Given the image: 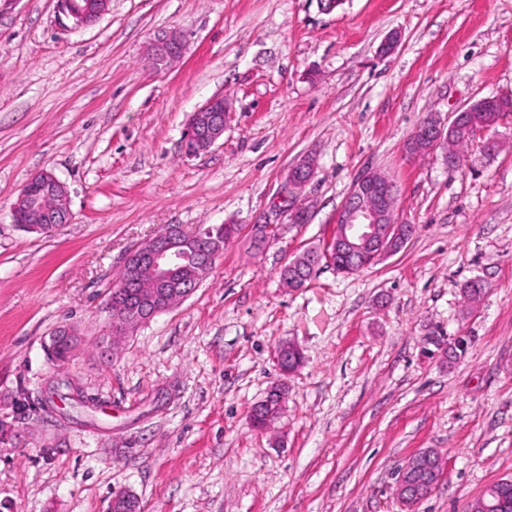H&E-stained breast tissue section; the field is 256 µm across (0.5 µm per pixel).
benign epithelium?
Wrapping results in <instances>:
<instances>
[{
    "instance_id": "obj_1",
    "label": "benign epithelium",
    "mask_w": 512,
    "mask_h": 512,
    "mask_svg": "<svg viewBox=\"0 0 512 512\" xmlns=\"http://www.w3.org/2000/svg\"><path fill=\"white\" fill-rule=\"evenodd\" d=\"M112 0H58L60 13L71 23V28L91 26L110 10ZM186 48L182 33L171 31L154 42L150 59L157 69L180 59ZM486 103L501 105L491 122H478L469 117L473 106L462 107L448 117V123L428 120L415 130L405 145L410 156L419 153L441 151L446 164L453 165L452 134L460 126L473 138L485 134L495 127L500 114L511 112L512 106L502 105L500 97H486ZM229 116L224 97L213 96L199 106L188 118L184 141L188 155H199L209 151L224 136ZM315 165L304 162L293 167L288 174L284 195L275 207L288 213L294 224L308 221L304 209L299 206L293 193L296 188L310 181ZM397 190L395 182L377 171L364 170L354 179L345 202L336 212V226L327 239V246L336 254L350 259L348 273L362 271L382 257L393 254L396 244L407 240L415 227L398 221L396 215ZM23 208L30 220L36 222L33 231L47 233L65 224L70 219L69 193L66 185L54 173L41 171L26 183L14 208ZM223 245L211 239V233H189L177 225L141 242L127 254L122 270L135 275L144 270L150 288L144 292L140 304L127 315L112 322V335L126 336L135 327L146 323L188 297L196 288V280L206 278ZM294 345L280 344L275 349V359L284 373L295 369L287 366L289 359L297 355ZM283 397L279 386L272 387L266 397L255 403L250 419L271 402ZM410 469L418 468L429 476V488L435 489L443 472V459L435 451L420 450L405 463Z\"/></svg>"
}]
</instances>
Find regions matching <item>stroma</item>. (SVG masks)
I'll list each match as a JSON object with an SVG mask.
<instances>
[{
	"instance_id": "stroma-1",
	"label": "stroma",
	"mask_w": 512,
	"mask_h": 512,
	"mask_svg": "<svg viewBox=\"0 0 512 512\" xmlns=\"http://www.w3.org/2000/svg\"><path fill=\"white\" fill-rule=\"evenodd\" d=\"M171 30L188 49L154 69L147 48ZM215 95L224 137L187 156V119ZM494 96L512 98V0H112L79 30L57 0H0V512H107L116 492L142 512H471L512 479V116L495 154L470 142L456 170L405 152L424 120ZM308 155L313 216L292 224L272 203ZM367 169L396 182L412 238L288 287L283 266L330 234ZM43 170L72 214L49 235L11 218ZM267 216L279 235L253 250ZM171 224L240 234L191 296L113 339L126 254ZM61 327L76 348L60 370ZM435 336L469 344L449 359ZM283 341L304 356L285 377ZM60 377L89 404L49 419L37 400ZM277 381L282 414L255 431ZM427 448L443 474L410 511L395 482Z\"/></svg>"
}]
</instances>
